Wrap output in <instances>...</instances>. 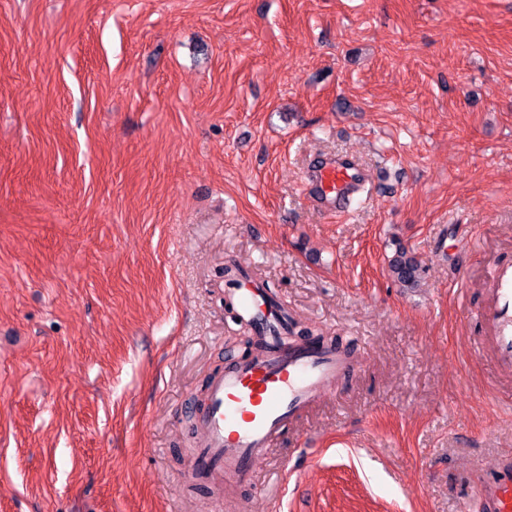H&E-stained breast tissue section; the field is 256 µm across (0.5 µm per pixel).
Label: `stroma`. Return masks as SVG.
I'll return each mask as SVG.
<instances>
[{"instance_id":"1","label":"stroma","mask_w":512,"mask_h":512,"mask_svg":"<svg viewBox=\"0 0 512 512\" xmlns=\"http://www.w3.org/2000/svg\"><path fill=\"white\" fill-rule=\"evenodd\" d=\"M334 155L372 176L340 214ZM502 259L512 0H0V512H466L512 452ZM231 270L359 367L217 495ZM307 174L315 202L327 209L344 211L366 183V169L348 155L323 157ZM389 271L404 288H416L421 279L422 264L414 255L399 248L390 262ZM492 288L479 318L489 334L497 366L512 371V262H495Z\"/></svg>"}]
</instances>
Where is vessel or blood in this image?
<instances>
[{
  "instance_id": "vessel-or-blood-1",
  "label": "vessel or blood",
  "mask_w": 512,
  "mask_h": 512,
  "mask_svg": "<svg viewBox=\"0 0 512 512\" xmlns=\"http://www.w3.org/2000/svg\"><path fill=\"white\" fill-rule=\"evenodd\" d=\"M307 180L318 205L342 211L365 185L366 171L354 157H324L309 169ZM491 282V293L479 318L488 331L497 366L511 372L512 262L494 263ZM264 295L259 285L245 284L239 305L243 316L254 320L261 336L269 339L280 329L281 317ZM356 368V362L334 348L300 347L244 362L231 372L213 376L208 399L192 418L199 441L188 453L190 472L252 483L256 462L289 421ZM470 509L512 512L511 454L500 457L473 484Z\"/></svg>"
}]
</instances>
